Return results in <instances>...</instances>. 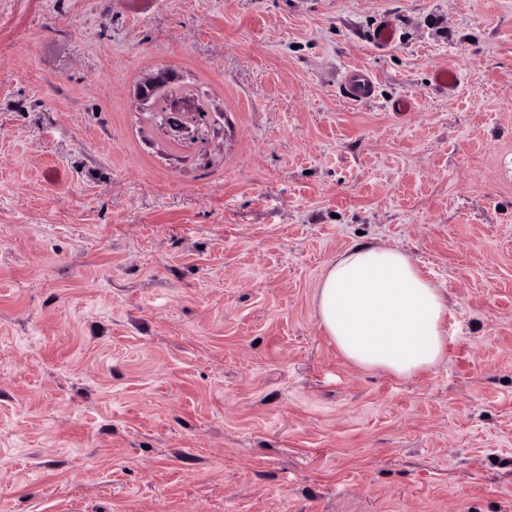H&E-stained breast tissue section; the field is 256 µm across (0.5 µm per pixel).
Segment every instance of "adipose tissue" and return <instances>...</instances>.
I'll list each match as a JSON object with an SVG mask.
<instances>
[{
	"label": "adipose tissue",
	"mask_w": 512,
	"mask_h": 512,
	"mask_svg": "<svg viewBox=\"0 0 512 512\" xmlns=\"http://www.w3.org/2000/svg\"><path fill=\"white\" fill-rule=\"evenodd\" d=\"M315 305L325 335L357 367L411 378L445 355L448 301L400 248L350 245L327 264Z\"/></svg>",
	"instance_id": "adipose-tissue-1"
}]
</instances>
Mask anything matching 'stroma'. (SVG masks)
<instances>
[{
  "mask_svg": "<svg viewBox=\"0 0 512 512\" xmlns=\"http://www.w3.org/2000/svg\"><path fill=\"white\" fill-rule=\"evenodd\" d=\"M360 240L437 367L321 330ZM0 512H512V0H0ZM372 78L369 73L363 70L350 71L342 83L344 95L352 101L362 102L370 93ZM168 106V107H166ZM165 111H173V115L180 116L182 123L181 126L176 132L181 133L182 135L189 136L192 132L189 125L185 121L188 117L196 112H199L195 105L186 98H174V99H166L164 102ZM315 305L325 335L359 368L411 378L445 356L448 300L400 248L350 245L325 267Z\"/></svg>",
  "mask_w": 512,
  "mask_h": 512,
  "instance_id": "35a3bbf8",
  "label": "stroma"
}]
</instances>
